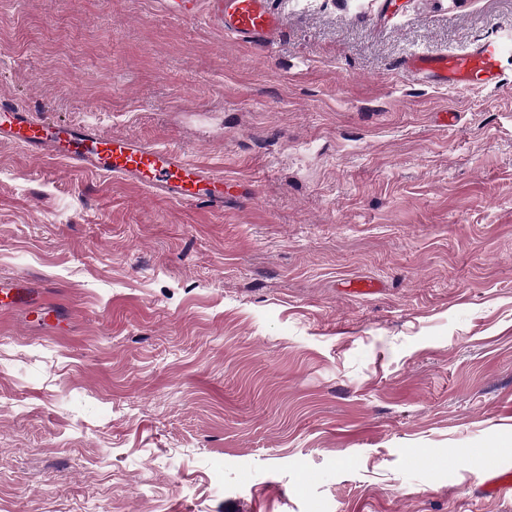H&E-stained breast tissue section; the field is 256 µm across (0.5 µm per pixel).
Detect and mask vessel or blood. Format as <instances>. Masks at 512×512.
<instances>
[{
    "label": "vessel or blood",
    "instance_id": "obj_1",
    "mask_svg": "<svg viewBox=\"0 0 512 512\" xmlns=\"http://www.w3.org/2000/svg\"><path fill=\"white\" fill-rule=\"evenodd\" d=\"M174 18L192 20L206 12L209 21L247 44L273 41L280 17L272 0H164ZM505 54L503 40L485 39L460 52H418L400 64L403 72L422 81L451 88L499 85ZM0 136L24 144L33 154L50 155L123 177L149 191L181 203L224 205V179L188 163L172 148L155 147L128 138H112L89 128L49 123L22 107L0 103ZM0 295L12 308L30 305L34 294L26 281L0 285ZM512 490V466L493 463L478 492L498 498Z\"/></svg>",
    "mask_w": 512,
    "mask_h": 512
}]
</instances>
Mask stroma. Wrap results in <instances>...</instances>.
Masks as SVG:
<instances>
[{"label": "stroma", "mask_w": 512, "mask_h": 512, "mask_svg": "<svg viewBox=\"0 0 512 512\" xmlns=\"http://www.w3.org/2000/svg\"><path fill=\"white\" fill-rule=\"evenodd\" d=\"M275 7L263 46L0 0V101L224 177L182 204L0 141V281L55 307L0 311V512H512L476 493L512 465V58L398 68L512 0ZM505 54L504 41L485 39L460 52H418L401 63L403 72L448 88L498 86Z\"/></svg>", "instance_id": "1"}]
</instances>
